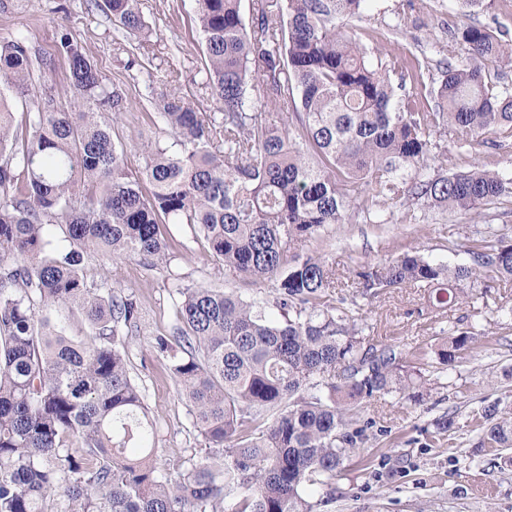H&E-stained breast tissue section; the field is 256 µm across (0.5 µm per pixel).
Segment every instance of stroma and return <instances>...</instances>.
Returning <instances> with one entry per match:
<instances>
[{
	"label": "stroma",
	"instance_id": "1",
	"mask_svg": "<svg viewBox=\"0 0 512 512\" xmlns=\"http://www.w3.org/2000/svg\"><path fill=\"white\" fill-rule=\"evenodd\" d=\"M142 3L154 30L144 48L149 62L143 67L128 66L127 54L115 50L113 28L94 0H27L24 9L0 14V38L22 33L41 52L50 53L56 29L67 28L92 52L110 81L140 92L151 77L174 71L187 103L203 112L215 111L202 85L196 0ZM463 22L512 32V0H485L482 9L468 15L456 0H412L404 7L399 0H375L352 24L379 37L380 51L400 45L435 62L447 57L453 33ZM67 74L61 59L52 72L34 73L28 96L14 101L16 111L25 112L32 101L47 95L66 103ZM476 162L511 176L512 140L464 154L449 151L433 163L431 172L448 175L469 170ZM415 212L413 224L401 222L395 212L384 224L355 217L305 245L336 269L329 302L353 303L367 334L406 354L425 379L416 397L389 395L365 404L360 419L368 428L356 461L337 480L333 496L318 488L311 491L315 512H512V448L478 445L485 406L495 403L501 413L512 412V281L487 279L457 305L438 309L424 288L407 287L371 300L358 297L352 274L359 265L415 250L444 265H472L478 246L512 242V200L501 199L478 217L420 204ZM173 232L180 247L169 270L140 259L95 257L87 263V275L135 294L141 303L144 320L126 344L130 372L157 428L158 466L182 471L204 456L205 442L152 348L155 336L177 322L174 286L226 287L246 300L266 298L270 290L225 274L210 258L204 239L178 226ZM462 331L474 336L471 349L454 364L441 363L436 345ZM449 414L457 422L455 432L438 435L436 422Z\"/></svg>",
	"mask_w": 512,
	"mask_h": 512
}]
</instances>
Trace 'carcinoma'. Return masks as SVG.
I'll list each match as a JSON object with an SVG mask.
<instances>
[{
    "label": "carcinoma",
    "instance_id": "obj_1",
    "mask_svg": "<svg viewBox=\"0 0 512 512\" xmlns=\"http://www.w3.org/2000/svg\"><path fill=\"white\" fill-rule=\"evenodd\" d=\"M370 2L252 0L247 23L241 0H197L219 111L186 103L174 74L150 80L144 100L173 141L131 133L135 173L112 137L133 101L71 31L57 32L52 56L23 34L0 39V512H48L57 495L62 512H313L308 490L331 488L364 440L356 407L409 393L402 352L325 303L336 271L304 246L355 211L368 221L416 201L478 214L512 196V177L484 165L426 174L448 153L445 136L459 151L512 138V87L490 72L512 68V45L463 24L459 55L427 84V57L378 55L349 28ZM99 7L123 36L152 34L142 0ZM58 58L70 107L50 95L17 117L13 95ZM258 81L266 112L251 96ZM171 224L204 238L233 277L274 281L262 305L177 288V324L153 350L211 453L176 474L157 467L156 428L128 368L142 307L85 274L93 256L168 267ZM489 275L512 279V243L474 252L472 266L408 251L355 273L363 298L417 286L439 309ZM77 316L83 339L68 335ZM474 340L450 336L437 356L451 364ZM482 419L480 446L512 448V417L491 404Z\"/></svg>",
    "mask_w": 512,
    "mask_h": 512
}]
</instances>
